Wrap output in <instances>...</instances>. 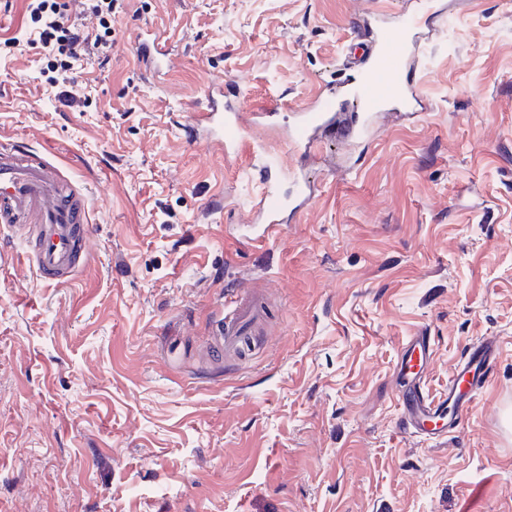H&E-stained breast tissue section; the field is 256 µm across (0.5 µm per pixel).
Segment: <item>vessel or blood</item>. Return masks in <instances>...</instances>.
<instances>
[{"mask_svg":"<svg viewBox=\"0 0 512 512\" xmlns=\"http://www.w3.org/2000/svg\"><path fill=\"white\" fill-rule=\"evenodd\" d=\"M422 21L417 14L406 16L397 27L377 29L371 44L352 46L349 65L353 72L346 83L348 100L357 109L373 112L389 99L419 102L406 47ZM135 46L146 71L154 73L169 66L160 35H140ZM335 94V89L323 90L309 105L295 109L292 145L311 149L318 132L335 127ZM240 109V101L228 96L223 85H209L204 106L189 113L184 132L190 142L202 138L218 145L226 158L237 157L245 142ZM259 173L262 185L252 205L257 221L242 225L241 231L248 240L262 244L275 238L282 214L298 210L301 201L282 195L283 175L277 165H263ZM54 180L50 166L14 147L0 145V218L5 221L0 228L31 238L32 246L23 251L25 260L42 279L62 285L89 257L85 245L91 226L86 206L57 194ZM264 315V302L255 292L240 291L226 299L216 330L220 347L229 351L247 348L248 327ZM432 352L429 336L420 333L408 340L398 360L404 383L395 394L404 429L425 440L446 439L459 430L485 385L484 375L498 356V345L489 338L472 345L464 359L449 370L448 387L437 396L430 394L425 382Z\"/></svg>","mask_w":512,"mask_h":512,"instance_id":"1","label":"vessel or blood"}]
</instances>
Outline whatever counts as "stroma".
<instances>
[{
    "mask_svg": "<svg viewBox=\"0 0 512 512\" xmlns=\"http://www.w3.org/2000/svg\"><path fill=\"white\" fill-rule=\"evenodd\" d=\"M119 0L112 43L62 103L25 0H0V144L38 153L88 208L92 261L40 280L0 235V512H512V0ZM422 11V103L361 142L300 158L289 105L345 79L351 41ZM177 66L144 73L141 30ZM306 179L267 245L245 242L259 165L180 127L211 81ZM269 298L246 358L211 344L225 292ZM432 336L431 392L481 337L499 340L459 431L399 425L395 373Z\"/></svg>",
    "mask_w": 512,
    "mask_h": 512,
    "instance_id": "35a3bbf8",
    "label": "stroma"
}]
</instances>
